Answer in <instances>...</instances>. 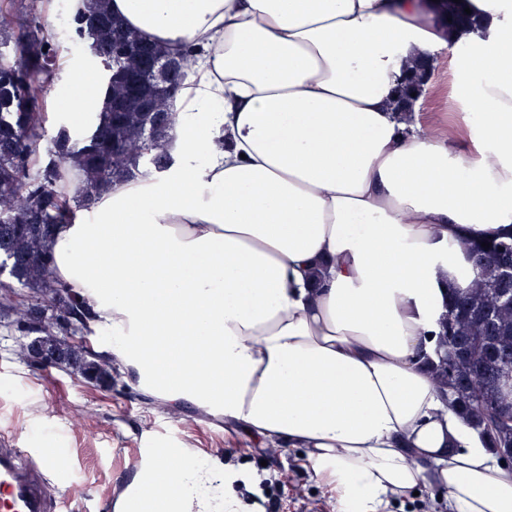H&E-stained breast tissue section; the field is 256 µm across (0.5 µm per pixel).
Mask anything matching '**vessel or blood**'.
Wrapping results in <instances>:
<instances>
[{"mask_svg": "<svg viewBox=\"0 0 512 512\" xmlns=\"http://www.w3.org/2000/svg\"><path fill=\"white\" fill-rule=\"evenodd\" d=\"M154 451L140 448L130 478L119 491L97 501L93 512H156L143 494ZM60 457L23 447L16 436L0 432V512H77L79 487L64 484Z\"/></svg>", "mask_w": 512, "mask_h": 512, "instance_id": "b4317fda", "label": "vessel or blood"}]
</instances>
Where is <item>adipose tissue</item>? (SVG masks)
Returning a JSON list of instances; mask_svg holds the SVG:
<instances>
[{"label":"adipose tissue","mask_w":512,"mask_h":512,"mask_svg":"<svg viewBox=\"0 0 512 512\" xmlns=\"http://www.w3.org/2000/svg\"><path fill=\"white\" fill-rule=\"evenodd\" d=\"M475 29L425 0H110L125 29L190 55L171 166L108 185L54 231L53 275L141 384L253 437L304 448L337 512L438 488L448 512H512V466L430 373L462 239L512 233V0H469ZM478 104L472 158L422 123L407 76L457 44ZM480 71L482 79L470 75ZM99 113L87 78L63 102ZM196 461L148 495H198Z\"/></svg>","instance_id":"obj_1"}]
</instances>
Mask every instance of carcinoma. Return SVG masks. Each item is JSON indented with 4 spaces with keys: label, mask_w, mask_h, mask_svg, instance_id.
<instances>
[{
    "label": "carcinoma",
    "mask_w": 512,
    "mask_h": 512,
    "mask_svg": "<svg viewBox=\"0 0 512 512\" xmlns=\"http://www.w3.org/2000/svg\"><path fill=\"white\" fill-rule=\"evenodd\" d=\"M109 0H77L70 18L74 39L91 42L102 67L104 102L98 121L78 137L62 126L52 139L51 159L42 168L29 165L43 138L36 100L52 84L59 45L42 31L39 14L29 6L27 30L12 38L14 19L0 14V47L13 44L15 51L0 50V273L9 275L36 294L29 317L21 323L26 334L37 333L46 347L43 365L65 366L100 387L112 384V366L102 358H89L72 345L57 346L58 335L67 333L72 316L82 305L53 276L51 239L58 224L70 219L72 210L58 190L69 176L77 180L76 200L88 206L109 178L137 169L149 175L170 162L167 145L175 127L157 136L153 121L166 114L178 83L155 96L154 111L142 110L130 91L119 57L133 48L144 51L150 44L141 36L112 21ZM101 23L92 30L84 16ZM484 248L479 242L464 243L466 261L477 272L474 285L453 290L446 327L439 338L444 348L439 376L448 385V403L474 420V427L496 450L512 448V418L500 414L512 383V240L494 238Z\"/></svg>",
    "instance_id": "1"
}]
</instances>
